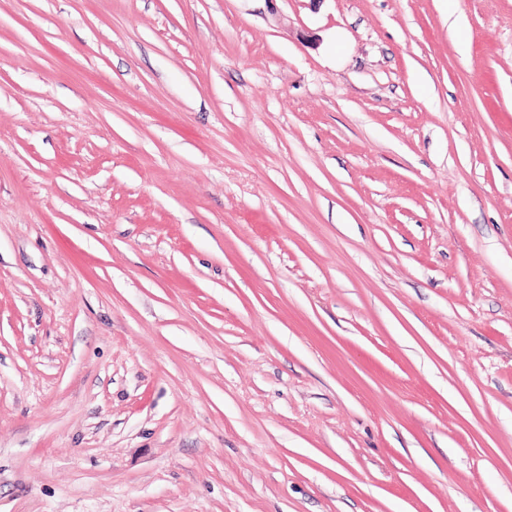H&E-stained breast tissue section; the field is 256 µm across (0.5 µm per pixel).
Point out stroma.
<instances>
[{
    "label": "stroma",
    "mask_w": 512,
    "mask_h": 512,
    "mask_svg": "<svg viewBox=\"0 0 512 512\" xmlns=\"http://www.w3.org/2000/svg\"><path fill=\"white\" fill-rule=\"evenodd\" d=\"M0 512H512V0H0Z\"/></svg>",
    "instance_id": "1"
}]
</instances>
